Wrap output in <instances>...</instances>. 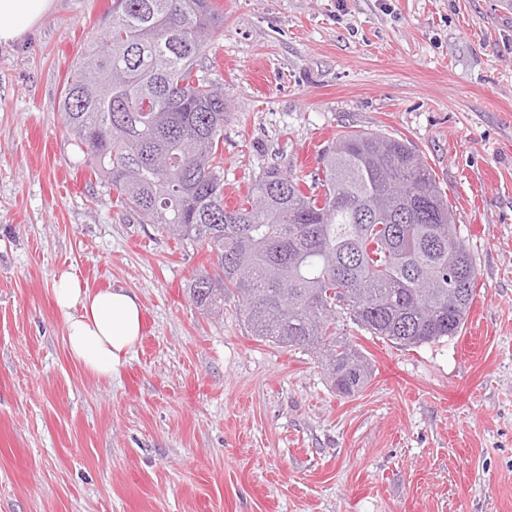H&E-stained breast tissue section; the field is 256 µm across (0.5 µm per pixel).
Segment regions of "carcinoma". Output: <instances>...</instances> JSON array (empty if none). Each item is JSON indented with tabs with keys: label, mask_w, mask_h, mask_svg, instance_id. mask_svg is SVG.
Here are the masks:
<instances>
[{
	"label": "carcinoma",
	"mask_w": 512,
	"mask_h": 512,
	"mask_svg": "<svg viewBox=\"0 0 512 512\" xmlns=\"http://www.w3.org/2000/svg\"><path fill=\"white\" fill-rule=\"evenodd\" d=\"M219 23L212 0H112L65 84L66 127L140 223L216 257L191 284L197 306L218 314L236 297L253 335L319 355L351 397L371 370L338 323L401 347L457 336L473 258L418 150L376 132L338 135L308 189L274 165L227 208L224 90L200 62Z\"/></svg>",
	"instance_id": "obj_1"
}]
</instances>
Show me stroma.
Wrapping results in <instances>:
<instances>
[{"mask_svg":"<svg viewBox=\"0 0 512 512\" xmlns=\"http://www.w3.org/2000/svg\"><path fill=\"white\" fill-rule=\"evenodd\" d=\"M224 185L312 180L346 128L408 140L476 273L460 336L347 325L371 377L253 336L190 285L206 246L142 224L84 162L60 99L112 0H55L0 45V512H512V0H214ZM126 288L142 335L113 378L70 358L53 277Z\"/></svg>","mask_w":512,"mask_h":512,"instance_id":"stroma-1","label":"stroma"}]
</instances>
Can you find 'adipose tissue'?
Here are the masks:
<instances>
[{"label": "adipose tissue", "instance_id": "obj_1", "mask_svg": "<svg viewBox=\"0 0 512 512\" xmlns=\"http://www.w3.org/2000/svg\"><path fill=\"white\" fill-rule=\"evenodd\" d=\"M53 0H0V45L19 42L51 10ZM53 298L64 316L71 356L94 376L117 374L142 333V306L136 295L114 288L92 292L69 270L56 275Z\"/></svg>", "mask_w": 512, "mask_h": 512}]
</instances>
